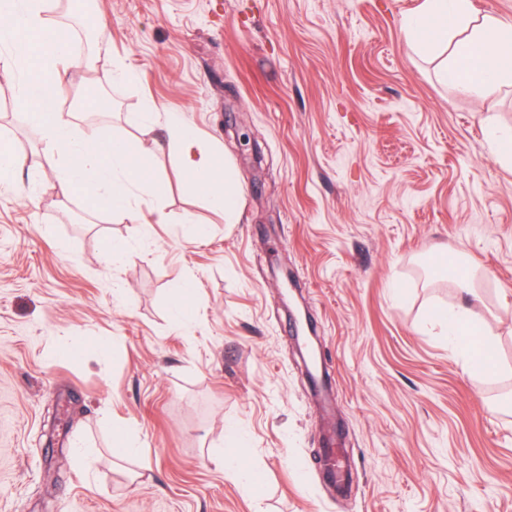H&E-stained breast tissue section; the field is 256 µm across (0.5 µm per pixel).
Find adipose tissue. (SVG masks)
<instances>
[{
    "label": "adipose tissue",
    "instance_id": "ef3b65f1",
    "mask_svg": "<svg viewBox=\"0 0 512 512\" xmlns=\"http://www.w3.org/2000/svg\"><path fill=\"white\" fill-rule=\"evenodd\" d=\"M407 40L425 55L444 57L445 81L465 93L512 79V27L474 12L471 0H421L405 21ZM184 176L203 192L210 208L233 217L238 200L231 192L232 171L217 175L215 162L189 167ZM429 322L447 336L448 344L468 358L470 369L491 372L496 361L487 354L493 333L477 325L466 303L433 313Z\"/></svg>",
    "mask_w": 512,
    "mask_h": 512
}]
</instances>
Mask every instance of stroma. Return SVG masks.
<instances>
[{
  "instance_id": "stroma-1",
  "label": "stroma",
  "mask_w": 512,
  "mask_h": 512,
  "mask_svg": "<svg viewBox=\"0 0 512 512\" xmlns=\"http://www.w3.org/2000/svg\"><path fill=\"white\" fill-rule=\"evenodd\" d=\"M419 3L93 0L96 42L55 93L98 116L89 136L149 145L164 189L133 218L63 188L0 61V138L25 161L0 178V512H512V164L489 141L512 132V85L445 83L404 40ZM171 118L198 146L166 144ZM214 153L237 177L229 223L184 179ZM451 251L452 277L421 276ZM462 276L497 372L424 326ZM338 429L342 493L320 462ZM128 439L139 457H112Z\"/></svg>"
}]
</instances>
